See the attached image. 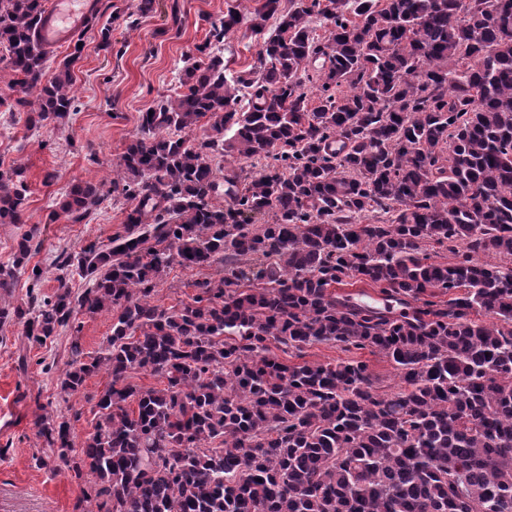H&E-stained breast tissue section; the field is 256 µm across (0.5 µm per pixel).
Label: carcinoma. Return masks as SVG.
Wrapping results in <instances>:
<instances>
[{
  "instance_id": "carcinoma-1",
  "label": "carcinoma",
  "mask_w": 512,
  "mask_h": 512,
  "mask_svg": "<svg viewBox=\"0 0 512 512\" xmlns=\"http://www.w3.org/2000/svg\"><path fill=\"white\" fill-rule=\"evenodd\" d=\"M45 13L0 0V62L30 128L69 115L82 52L81 32L47 77ZM272 18L251 68L227 72L224 33ZM178 75L112 162L109 191L132 203L123 231L58 255L53 297L0 310L39 344L80 313H116L104 350L81 362L72 341L59 377L73 395L112 375L71 466L95 476L85 498L96 512H512V266L484 261L512 259V0H262L211 24ZM205 117L201 138L181 135ZM217 157L263 164L220 177ZM23 173L0 169V224L24 223ZM103 186L74 183L49 222H82ZM373 212L385 219L361 223ZM33 238L0 263L1 290ZM175 262L218 278L178 308L152 304ZM76 275L91 285L74 295ZM349 280L399 308L331 291ZM272 342L368 349L400 384L356 359L287 364ZM35 426L68 461L69 420Z\"/></svg>"
}]
</instances>
